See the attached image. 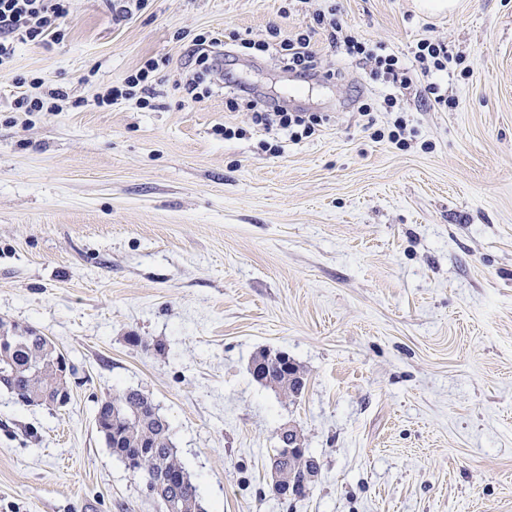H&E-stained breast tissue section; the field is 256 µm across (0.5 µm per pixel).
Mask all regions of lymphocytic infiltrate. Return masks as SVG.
I'll list each match as a JSON object with an SVG mask.
<instances>
[{
	"label": "lymphocytic infiltrate",
	"mask_w": 512,
	"mask_h": 512,
	"mask_svg": "<svg viewBox=\"0 0 512 512\" xmlns=\"http://www.w3.org/2000/svg\"><path fill=\"white\" fill-rule=\"evenodd\" d=\"M69 12V0H0V65L14 58L19 46L38 44L46 40H62L64 32L61 21ZM319 26L329 29L337 52L345 54L370 66L373 77L398 82L400 88L419 85L433 107L448 109L455 102L449 99L441 86L434 82L435 74L448 68V47L442 42L423 38L416 42L411 51V62H403L396 54L386 52L383 47L365 41L354 30L343 27L335 14H317ZM314 30H304L289 36H282L280 29L272 28L266 38L242 39L248 49L262 52L276 50L288 70L304 78L319 76L333 77V70H320L318 49L314 41ZM160 62L151 58L124 83L106 89L98 98L102 107L111 106L120 99L139 98L142 105H149L153 93L152 82ZM32 84L38 92L34 95L21 94L14 102L21 112H60L73 105L69 94L57 85H46L43 78H33ZM253 121L267 131H285L291 138L299 139L314 134L320 117L304 112L288 111L286 106L262 99L249 100Z\"/></svg>",
	"instance_id": "f902f5d3"
}]
</instances>
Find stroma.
<instances>
[{
  "mask_svg": "<svg viewBox=\"0 0 512 512\" xmlns=\"http://www.w3.org/2000/svg\"><path fill=\"white\" fill-rule=\"evenodd\" d=\"M332 9L403 58L447 44L455 107L404 90L403 147L365 130L357 98L385 130L388 88L324 30L328 80L237 41ZM64 27L0 66V321L75 368L62 409L0 389V512H161L95 426L126 388L206 512H512V0H150L128 18L70 0ZM203 32L227 55L197 103L173 82ZM150 58L169 61L150 107H99ZM31 75L79 107L15 111ZM228 86L330 120L270 140ZM264 349L304 372L299 396L253 378ZM286 428L318 464L289 501L271 470Z\"/></svg>",
  "mask_w": 512,
  "mask_h": 512,
  "instance_id": "obj_1",
  "label": "stroma"
}]
</instances>
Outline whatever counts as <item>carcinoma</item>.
I'll return each instance as SVG.
<instances>
[{
	"instance_id": "carcinoma-1",
	"label": "carcinoma",
	"mask_w": 512,
	"mask_h": 512,
	"mask_svg": "<svg viewBox=\"0 0 512 512\" xmlns=\"http://www.w3.org/2000/svg\"><path fill=\"white\" fill-rule=\"evenodd\" d=\"M3 335L8 342L0 345V385L16 403L28 406L49 393L57 397L70 391L69 386L61 384L60 355L47 337L31 327L0 322V337ZM257 359L263 362V383L287 397L301 393L306 381L288 354L263 350ZM96 415L103 421L101 434L112 455L122 461L136 460L133 475L141 480L149 475L182 478L174 487L164 489V512H203L197 487L169 439L167 421L145 394L126 389L106 395L100 399ZM274 462L273 491L285 500L294 494L292 485L301 487L317 474L315 461L303 450L288 457L278 448Z\"/></svg>"
}]
</instances>
